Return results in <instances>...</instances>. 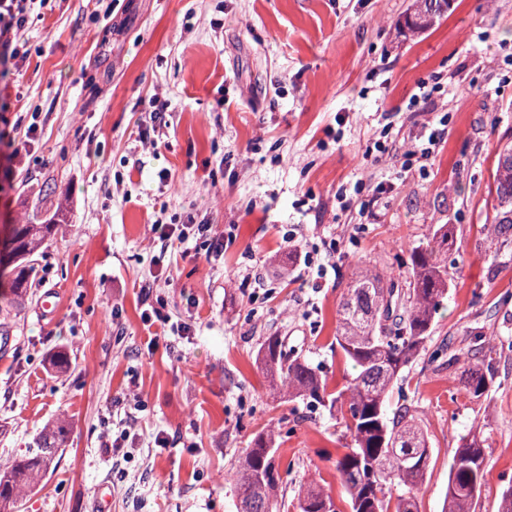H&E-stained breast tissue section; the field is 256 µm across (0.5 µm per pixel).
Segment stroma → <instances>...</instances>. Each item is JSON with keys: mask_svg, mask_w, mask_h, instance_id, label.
<instances>
[{"mask_svg": "<svg viewBox=\"0 0 512 512\" xmlns=\"http://www.w3.org/2000/svg\"><path fill=\"white\" fill-rule=\"evenodd\" d=\"M410 3L33 0L28 54L0 79V252L33 213L62 205L70 222L37 254L25 304L0 314V462L57 421L69 435L20 512H95L103 483L111 512H236L224 476L270 430L286 500L315 480L345 512L342 426L274 396L257 354L282 337L342 385L352 367L332 341L352 271L406 280L409 247L438 224L456 238L448 300L389 408L410 407L430 440L419 512H442L474 426L480 512H495L512 486V351L486 400L458 378L477 363L473 333L512 342V239L484 230L512 144V0H452L405 38ZM153 95L165 125L143 110ZM434 130L428 158L413 156ZM190 220L223 236L221 255L196 234L167 250L152 230ZM51 289L55 313L37 316ZM158 303L169 325L146 322ZM181 323L189 335L172 333ZM441 346L453 367L430 363Z\"/></svg>", "mask_w": 512, "mask_h": 512, "instance_id": "obj_1", "label": "stroma"}]
</instances>
